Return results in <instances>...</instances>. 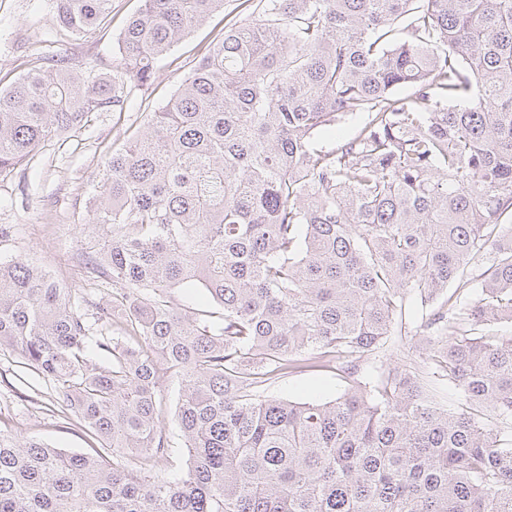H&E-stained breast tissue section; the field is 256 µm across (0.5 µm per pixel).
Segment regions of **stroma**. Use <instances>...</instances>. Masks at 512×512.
I'll use <instances>...</instances> for the list:
<instances>
[{
  "mask_svg": "<svg viewBox=\"0 0 512 512\" xmlns=\"http://www.w3.org/2000/svg\"><path fill=\"white\" fill-rule=\"evenodd\" d=\"M259 0H224V6L172 47L149 84L126 79L128 97L117 111L93 113L85 127L39 145L13 170L0 174V257L29 259L50 268L63 287L89 288L72 276L67 261L82 254L88 198L112 153L147 130L148 115L165 105L226 26L259 15ZM140 0H112V10L91 34L77 35L53 22V0H0V89L30 69L58 58L81 74H111L119 61L117 38ZM92 289V288H89ZM102 298V288L92 289ZM14 353L0 352V427L40 438L69 452H86L93 440L60 413L51 381L16 378ZM345 387L335 367L312 368L272 379L262 395L330 400Z\"/></svg>",
  "mask_w": 512,
  "mask_h": 512,
  "instance_id": "obj_1",
  "label": "stroma"
}]
</instances>
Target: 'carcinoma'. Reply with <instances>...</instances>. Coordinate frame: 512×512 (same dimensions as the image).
Returning <instances> with one entry per match:
<instances>
[{"label": "carcinoma", "instance_id": "carcinoma-1", "mask_svg": "<svg viewBox=\"0 0 512 512\" xmlns=\"http://www.w3.org/2000/svg\"><path fill=\"white\" fill-rule=\"evenodd\" d=\"M141 2L120 73L61 61L0 90V173L123 107L120 75L150 81L224 5ZM111 6L55 0L53 19L86 34ZM89 204L85 273L112 300L1 260L0 350L51 379L99 446L0 429V512H512V334L494 331L512 324V0H266L112 155ZM180 288L219 314L179 307ZM413 300L416 358L361 375ZM334 360L333 400L260 392ZM178 448L185 470L159 476ZM361 118L347 119L336 124L333 131L323 132L317 135L316 144L323 149H330L336 146L339 139L352 135L361 125ZM179 390H180L179 382L175 378H170V379L166 380L160 386L159 399L161 401L162 411H163V414H162L163 421L162 422L167 426V428L170 427V429H172L173 432H176V431L173 429V427L170 423V419H171L172 413L174 411L176 402L178 400Z\"/></svg>", "mask_w": 512, "mask_h": 512}]
</instances>
